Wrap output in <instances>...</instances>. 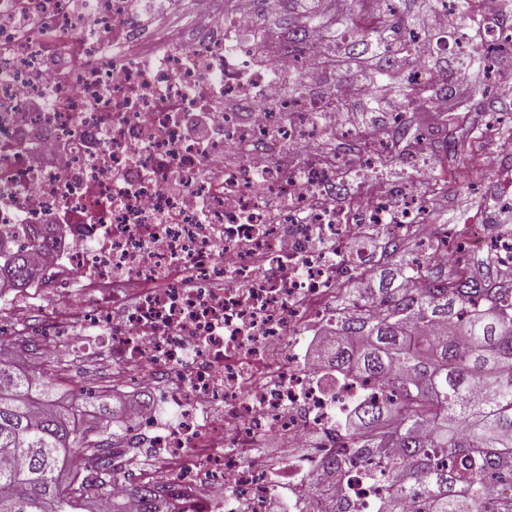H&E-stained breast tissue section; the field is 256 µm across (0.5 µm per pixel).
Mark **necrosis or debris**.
Returning <instances> with one entry per match:
<instances>
[{
    "mask_svg": "<svg viewBox=\"0 0 512 512\" xmlns=\"http://www.w3.org/2000/svg\"><path fill=\"white\" fill-rule=\"evenodd\" d=\"M200 2L196 27L164 50L161 23L129 0H0V234L21 248L30 225L65 227L56 249L32 255L40 280L1 294L0 311L22 332L47 286L81 293L43 345L74 362L106 358L111 397L140 393L119 445L154 458L145 479L176 512H272L280 501L304 512L312 464L301 449L334 451L366 392L316 371L306 351L336 321L338 282L370 281L373 229L391 214L419 236L434 200L366 178L354 192L367 204L337 203L349 175L319 146L358 131L315 114L325 97L350 104L366 90L333 81L312 28L295 54L243 39L261 25L257 0ZM485 30L498 41L495 90L511 98L501 60L512 59V10L488 13ZM297 75L308 96H276ZM55 145L62 162L35 161ZM495 220L490 210L468 226L467 248L493 247L512 265V232ZM268 442L286 449L287 471L249 461ZM343 495L378 512L384 480L356 470Z\"/></svg>",
    "mask_w": 512,
    "mask_h": 512,
    "instance_id": "obj_1",
    "label": "necrosis or debris"
}]
</instances>
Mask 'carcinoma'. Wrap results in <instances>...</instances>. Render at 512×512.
<instances>
[{
	"instance_id": "1",
	"label": "carcinoma",
	"mask_w": 512,
	"mask_h": 512,
	"mask_svg": "<svg viewBox=\"0 0 512 512\" xmlns=\"http://www.w3.org/2000/svg\"><path fill=\"white\" fill-rule=\"evenodd\" d=\"M264 22L288 26L287 48L300 46L291 18L281 16L290 0H259ZM327 15L307 25L330 33L325 52L336 69L363 63L375 48L385 57L408 52L412 23L400 3L385 0L368 12ZM401 108L446 92L443 85L405 82ZM393 137L401 154L419 150L421 137L403 125L379 129L357 143L366 152L381 137ZM457 137L446 140L439 162L457 166ZM29 243L56 245L48 224ZM393 235L381 251L389 259L407 248ZM417 259L400 269L396 288L382 280L364 295L341 292L334 339L320 350L327 371L355 376L385 393L369 391L349 414L351 427L336 433V452L326 456L310 487L340 482L354 468L393 471L380 512H512V282L476 277L453 263L429 272ZM26 254L0 240V293L38 279ZM77 404L57 397L56 382L0 358V452L20 464L0 466V512H97V497L119 479L112 468L117 434L93 432L74 419ZM502 491L492 502L476 493L483 481ZM138 512H174L172 503L145 484L130 487Z\"/></svg>"
}]
</instances>
